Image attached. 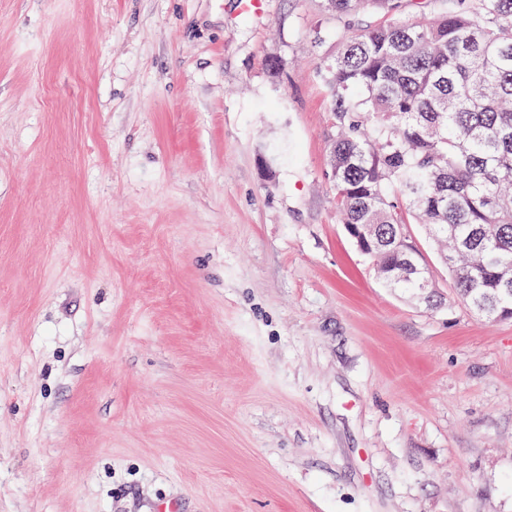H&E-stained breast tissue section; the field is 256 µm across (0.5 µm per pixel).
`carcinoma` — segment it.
Listing matches in <instances>:
<instances>
[{"label":"carcinoma","mask_w":512,"mask_h":512,"mask_svg":"<svg viewBox=\"0 0 512 512\" xmlns=\"http://www.w3.org/2000/svg\"><path fill=\"white\" fill-rule=\"evenodd\" d=\"M418 5L323 0L333 17L381 14L319 63L341 223L407 242L427 225L456 298L512 319V0ZM371 258L381 278L395 260L389 246Z\"/></svg>","instance_id":"1"}]
</instances>
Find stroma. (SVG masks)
Here are the masks:
<instances>
[{
    "label": "stroma",
    "mask_w": 512,
    "mask_h": 512,
    "mask_svg": "<svg viewBox=\"0 0 512 512\" xmlns=\"http://www.w3.org/2000/svg\"><path fill=\"white\" fill-rule=\"evenodd\" d=\"M350 33L321 0H0V512H512V320L421 227L433 309L340 221ZM392 246H383L379 250H374L370 258L375 262L376 270L379 277L384 280L390 287L397 288L404 292L410 293L413 295L419 302L425 304L426 306L436 305L438 302L437 295L434 292L431 295V300L429 303L425 301H421L418 297L422 288V281L418 279H403L399 282H389L384 278V275L387 273V268L391 265V263L395 260L394 254L390 251Z\"/></svg>",
    "instance_id": "obj_1"
}]
</instances>
